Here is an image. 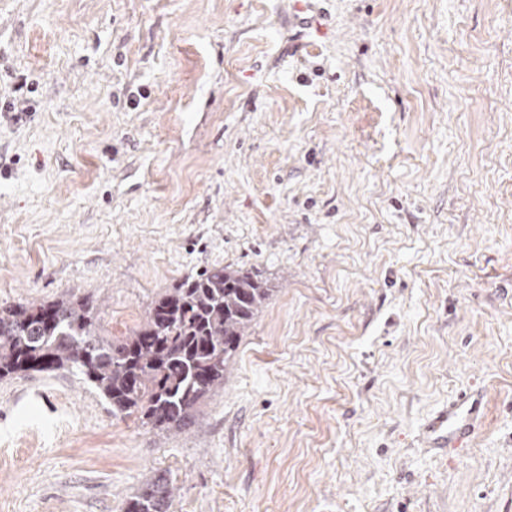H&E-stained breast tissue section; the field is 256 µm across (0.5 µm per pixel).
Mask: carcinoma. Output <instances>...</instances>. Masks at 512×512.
Wrapping results in <instances>:
<instances>
[{
  "label": "carcinoma",
  "instance_id": "obj_1",
  "mask_svg": "<svg viewBox=\"0 0 512 512\" xmlns=\"http://www.w3.org/2000/svg\"><path fill=\"white\" fill-rule=\"evenodd\" d=\"M273 289L257 269L224 266L185 278L112 342L94 305L70 295L0 307V380L78 370L112 407L160 430L182 432L224 376ZM173 489L149 478L124 512H170Z\"/></svg>",
  "mask_w": 512,
  "mask_h": 512
}]
</instances>
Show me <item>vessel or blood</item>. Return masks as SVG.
I'll return each mask as SVG.
<instances>
[{
	"label": "vessel or blood",
	"instance_id": "vessel-or-blood-1",
	"mask_svg": "<svg viewBox=\"0 0 512 512\" xmlns=\"http://www.w3.org/2000/svg\"><path fill=\"white\" fill-rule=\"evenodd\" d=\"M485 408L482 391L462 392L425 422L422 427L424 440L433 448L469 447Z\"/></svg>",
	"mask_w": 512,
	"mask_h": 512
}]
</instances>
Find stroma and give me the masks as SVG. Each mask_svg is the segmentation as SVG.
Here are the masks:
<instances>
[{
  "label": "stroma",
  "instance_id": "stroma-1",
  "mask_svg": "<svg viewBox=\"0 0 512 512\" xmlns=\"http://www.w3.org/2000/svg\"><path fill=\"white\" fill-rule=\"evenodd\" d=\"M228 265L274 294L186 432L0 381V512H512V0H0V305L120 339ZM485 408L482 391L462 392L425 422L422 427L424 440L431 448H469ZM173 499V489L162 477L149 478L141 492L132 495L124 512H169Z\"/></svg>",
  "mask_w": 512,
  "mask_h": 512
}]
</instances>
